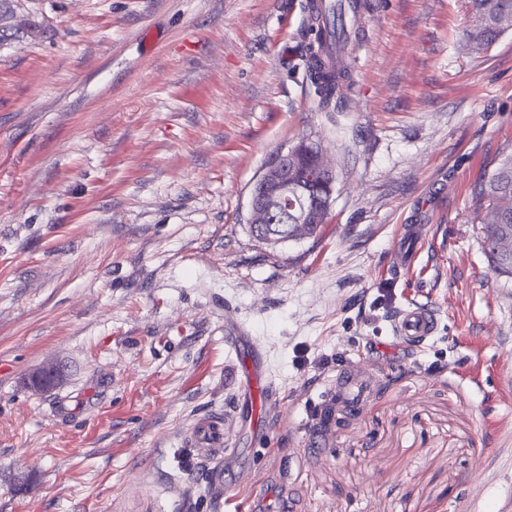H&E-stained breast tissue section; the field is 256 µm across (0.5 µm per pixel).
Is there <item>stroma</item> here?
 Listing matches in <instances>:
<instances>
[{
  "label": "stroma",
  "instance_id": "stroma-1",
  "mask_svg": "<svg viewBox=\"0 0 512 512\" xmlns=\"http://www.w3.org/2000/svg\"><path fill=\"white\" fill-rule=\"evenodd\" d=\"M341 112L304 56L305 0H0V512H218L184 433L232 416L224 487L277 512H512V278L474 186L512 154V29L468 0H368ZM321 142L317 236L249 232L257 177ZM425 224L395 277L396 229ZM431 304L412 354L391 315ZM267 350L256 436L224 313ZM65 371L37 393L31 374ZM353 365L360 410L319 403ZM471 39L483 43H491L504 31L503 27H511L512 0H470ZM504 16V17H502ZM499 20V26L497 20ZM60 367L54 362H46L37 369L29 380V387L35 391L49 392L62 381Z\"/></svg>",
  "mask_w": 512,
  "mask_h": 512
}]
</instances>
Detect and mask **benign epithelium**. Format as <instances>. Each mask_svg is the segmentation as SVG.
<instances>
[{
  "mask_svg": "<svg viewBox=\"0 0 512 512\" xmlns=\"http://www.w3.org/2000/svg\"><path fill=\"white\" fill-rule=\"evenodd\" d=\"M306 155L313 156L312 163L306 168L310 181L326 182L330 192L323 207L330 206L335 192L336 171L327 164L322 148L314 140H302L286 154H281L267 166L256 179L248 200L250 224L292 225V235L298 236L305 225L312 223L305 192L296 179L294 171L288 169V160L300 161ZM62 381L60 367L47 362L37 369L29 380V387L36 391L49 392Z\"/></svg>",
  "mask_w": 512,
  "mask_h": 512,
  "instance_id": "1",
  "label": "benign epithelium"
}]
</instances>
